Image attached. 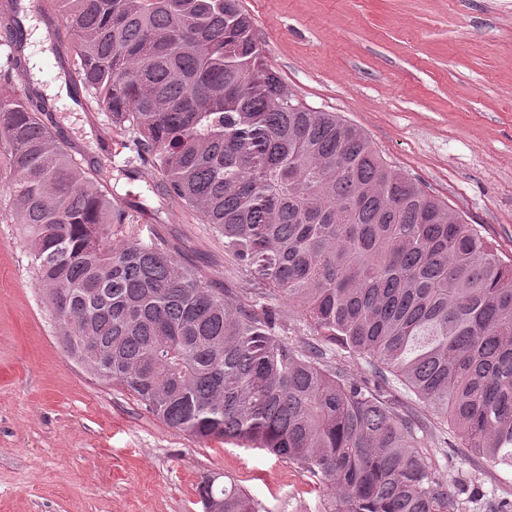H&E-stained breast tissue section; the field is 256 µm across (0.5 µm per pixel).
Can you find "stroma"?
I'll use <instances>...</instances> for the list:
<instances>
[{
  "instance_id": "35a3bbf8",
  "label": "stroma",
  "mask_w": 512,
  "mask_h": 512,
  "mask_svg": "<svg viewBox=\"0 0 512 512\" xmlns=\"http://www.w3.org/2000/svg\"><path fill=\"white\" fill-rule=\"evenodd\" d=\"M263 48L307 106L362 129L389 165L463 213L512 259V0H243ZM60 136L139 202L113 240L158 234L223 286L224 240L154 192L156 171L123 176L131 154L105 112H60ZM112 154L96 150L100 133ZM466 512L512 500V469L430 448ZM228 474L260 512H325L321 482L266 449L202 444L167 427L60 343L19 225L0 223V512H203L197 489Z\"/></svg>"
}]
</instances>
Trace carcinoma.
<instances>
[{
    "instance_id": "cac0c4a2",
    "label": "carcinoma",
    "mask_w": 512,
    "mask_h": 512,
    "mask_svg": "<svg viewBox=\"0 0 512 512\" xmlns=\"http://www.w3.org/2000/svg\"><path fill=\"white\" fill-rule=\"evenodd\" d=\"M67 63L157 190L224 238L242 275L297 309L285 340L240 283L217 288L128 223L33 100L22 0L0 11V220L22 226L63 348L201 443L265 448L321 478L326 512H459L424 449L512 468V261L476 225L387 164L337 112L264 66L241 0H54ZM364 360L357 379L327 360ZM434 417L428 429L398 400ZM214 512H258L234 480Z\"/></svg>"
}]
</instances>
